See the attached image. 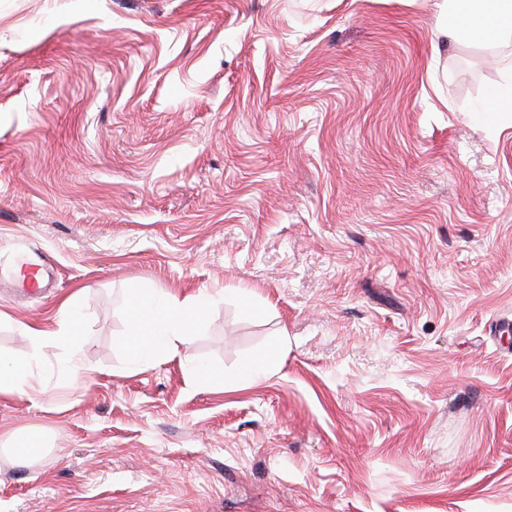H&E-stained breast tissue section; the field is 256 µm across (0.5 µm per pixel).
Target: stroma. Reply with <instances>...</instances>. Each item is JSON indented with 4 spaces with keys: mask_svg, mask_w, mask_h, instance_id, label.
<instances>
[{
    "mask_svg": "<svg viewBox=\"0 0 512 512\" xmlns=\"http://www.w3.org/2000/svg\"><path fill=\"white\" fill-rule=\"evenodd\" d=\"M438 2L0 0V353L34 384L0 512H512V74ZM139 288L210 296L181 356L132 357ZM72 295L78 356L32 352Z\"/></svg>",
    "mask_w": 512,
    "mask_h": 512,
    "instance_id": "obj_1",
    "label": "stroma"
}]
</instances>
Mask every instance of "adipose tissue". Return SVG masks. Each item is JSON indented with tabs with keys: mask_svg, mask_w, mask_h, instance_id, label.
<instances>
[{
	"mask_svg": "<svg viewBox=\"0 0 512 512\" xmlns=\"http://www.w3.org/2000/svg\"><path fill=\"white\" fill-rule=\"evenodd\" d=\"M444 12L451 43L512 44V0H445ZM205 303V298L199 295L182 301L137 302L138 317L127 341L135 358L146 360L160 353L178 355L180 344L194 332ZM74 305L71 297L61 302L62 316L56 327H26L32 350L51 341L69 352H77L81 338L72 316Z\"/></svg>",
	"mask_w": 512,
	"mask_h": 512,
	"instance_id": "1",
	"label": "adipose tissue"
}]
</instances>
